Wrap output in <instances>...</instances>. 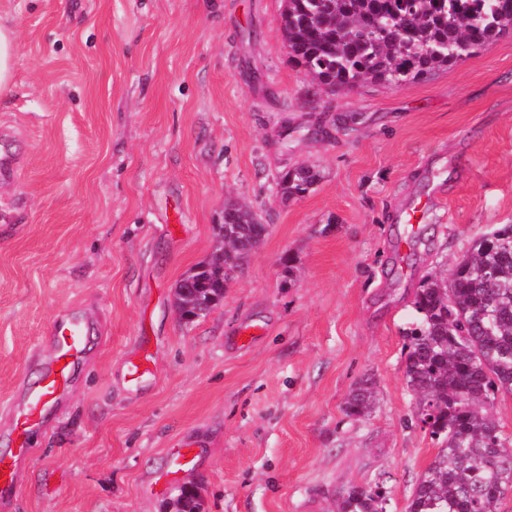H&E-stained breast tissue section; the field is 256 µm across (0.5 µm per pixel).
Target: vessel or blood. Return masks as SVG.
Returning a JSON list of instances; mask_svg holds the SVG:
<instances>
[{"label": "vessel or blood", "mask_w": 512, "mask_h": 512, "mask_svg": "<svg viewBox=\"0 0 512 512\" xmlns=\"http://www.w3.org/2000/svg\"><path fill=\"white\" fill-rule=\"evenodd\" d=\"M88 327L75 315H61L51 334V351L40 362V377L29 385L19 402L10 404L14 457H0V499L17 490L15 457L30 453L47 416L69 391L87 354Z\"/></svg>", "instance_id": "obj_1"}]
</instances>
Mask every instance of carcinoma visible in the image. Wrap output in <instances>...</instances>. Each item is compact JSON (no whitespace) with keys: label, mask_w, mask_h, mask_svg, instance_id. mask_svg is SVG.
Masks as SVG:
<instances>
[{"label":"carcinoma","mask_w":512,"mask_h":512,"mask_svg":"<svg viewBox=\"0 0 512 512\" xmlns=\"http://www.w3.org/2000/svg\"><path fill=\"white\" fill-rule=\"evenodd\" d=\"M280 25L289 59L331 93L366 81L402 88L473 55L512 31V0H283ZM320 171H282L277 195L310 193ZM258 213L224 206L221 245L177 284L182 319L207 315L224 299L233 274L268 234ZM404 334L408 389L416 418L438 451L419 476L405 512H499L512 491V440L489 407L512 393V224L474 239L448 274H430L414 293ZM367 378L347 396L343 413L359 421L374 410ZM384 482L351 483L337 512H385ZM182 512L200 508L194 488L179 491Z\"/></svg>","instance_id":"1"}]
</instances>
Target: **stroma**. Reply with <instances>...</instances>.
<instances>
[{
  "mask_svg": "<svg viewBox=\"0 0 512 512\" xmlns=\"http://www.w3.org/2000/svg\"><path fill=\"white\" fill-rule=\"evenodd\" d=\"M282 8L8 0L0 131L20 163L0 182V455L57 318L78 309L92 332L0 512H166L189 485L201 512H332L383 473L386 512H404L436 448L401 331L424 276L512 224V34L411 85L333 94L289 62ZM299 164L321 179L281 202L275 178ZM228 200L269 233L223 302L184 322L174 289ZM368 377L377 407L350 420ZM19 34L14 27L0 24V94L11 92L18 58ZM374 391L371 379L367 378L356 384L347 396L343 413L350 420L359 421L371 415L374 410Z\"/></svg>",
  "mask_w": 512,
  "mask_h": 512,
  "instance_id": "stroma-1",
  "label": "stroma"
}]
</instances>
